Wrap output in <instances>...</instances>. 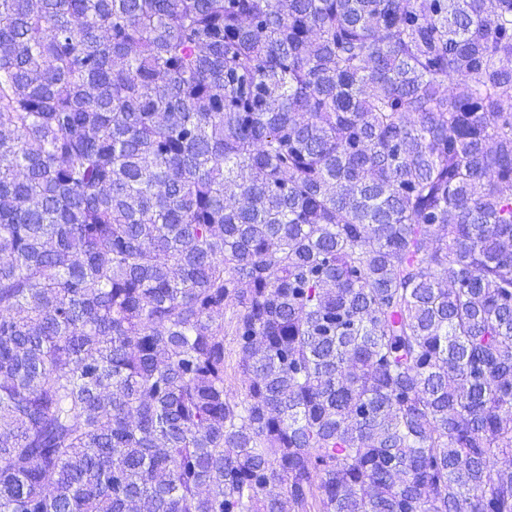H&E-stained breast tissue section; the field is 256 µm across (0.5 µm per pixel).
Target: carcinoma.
<instances>
[{
  "label": "carcinoma",
  "instance_id": "cac0c4a2",
  "mask_svg": "<svg viewBox=\"0 0 512 512\" xmlns=\"http://www.w3.org/2000/svg\"><path fill=\"white\" fill-rule=\"evenodd\" d=\"M500 457L512 0H0V512H512ZM232 308H226V312H224V347L226 350V361H227V370H226V378L224 381V388L231 399H235L236 401H240L244 399L246 393V383L244 376L240 374L237 369L238 356L235 352L232 336L228 333L227 328V318L230 316Z\"/></svg>",
  "mask_w": 512,
  "mask_h": 512
}]
</instances>
